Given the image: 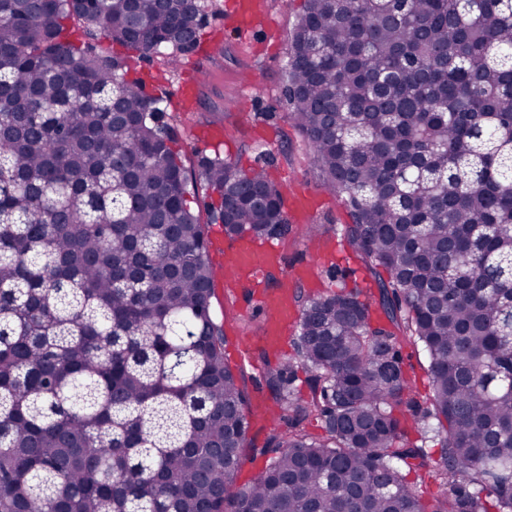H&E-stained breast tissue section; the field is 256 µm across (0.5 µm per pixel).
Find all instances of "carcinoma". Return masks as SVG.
Masks as SVG:
<instances>
[{"mask_svg": "<svg viewBox=\"0 0 512 512\" xmlns=\"http://www.w3.org/2000/svg\"><path fill=\"white\" fill-rule=\"evenodd\" d=\"M209 7L0 0V512H512V0H304L289 119L382 318L296 287L299 365L265 372L292 415L260 448L188 184L231 239L288 236L282 193L219 152L186 169L171 100L95 43L175 69ZM402 353L406 370L409 376L415 382V390L420 396L429 393V358L422 352L420 348L405 343L402 347Z\"/></svg>", "mask_w": 512, "mask_h": 512, "instance_id": "1", "label": "carcinoma"}]
</instances>
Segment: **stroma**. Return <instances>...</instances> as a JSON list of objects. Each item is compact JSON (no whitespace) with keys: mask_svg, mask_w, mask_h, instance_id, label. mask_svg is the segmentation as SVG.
<instances>
[{"mask_svg":"<svg viewBox=\"0 0 512 512\" xmlns=\"http://www.w3.org/2000/svg\"><path fill=\"white\" fill-rule=\"evenodd\" d=\"M203 39H215L220 49L203 61L211 73L198 90L195 111L183 112L174 127L176 147L186 166L197 156L221 150L243 168H265L281 191L307 196L311 211L290 215L291 232L279 242L285 267L291 271L312 269L305 289L327 293L332 284L358 289L362 300L375 302L374 276L349 246L344 228L350 218L340 197L324 185L311 162L303 136L287 118L284 67L303 0L284 6L281 0H260L261 24L240 29L231 18L232 0H211ZM129 77H144L147 90L176 95L181 74L159 67L149 58L129 56ZM320 225L319 241H309V225ZM212 309L224 322L227 342L224 356L231 366L242 368V381L252 406L265 407L288 417L286 406L268 392L264 372L269 353L259 341L264 314L248 292L230 290L223 270H216Z\"/></svg>","mask_w":512,"mask_h":512,"instance_id":"1","label":"stroma"}]
</instances>
